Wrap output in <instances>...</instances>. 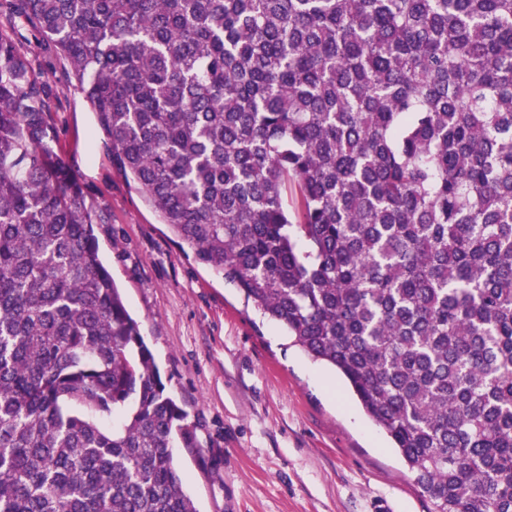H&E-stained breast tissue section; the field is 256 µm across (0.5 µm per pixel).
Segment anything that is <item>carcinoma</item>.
Segmentation results:
<instances>
[{"label": "carcinoma", "instance_id": "obj_1", "mask_svg": "<svg viewBox=\"0 0 512 512\" xmlns=\"http://www.w3.org/2000/svg\"><path fill=\"white\" fill-rule=\"evenodd\" d=\"M181 244L335 366L433 512H512V0H14ZM0 33V512H197L185 412ZM293 202H288V193Z\"/></svg>", "mask_w": 512, "mask_h": 512}]
</instances>
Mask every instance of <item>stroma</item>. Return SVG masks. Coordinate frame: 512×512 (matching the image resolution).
Listing matches in <instances>:
<instances>
[{
  "mask_svg": "<svg viewBox=\"0 0 512 512\" xmlns=\"http://www.w3.org/2000/svg\"><path fill=\"white\" fill-rule=\"evenodd\" d=\"M21 52L52 90L56 152L99 217L100 254L195 445L174 450L198 512H431L342 376L194 253L113 167L67 63Z\"/></svg>",
  "mask_w": 512,
  "mask_h": 512,
  "instance_id": "stroma-1",
  "label": "stroma"
}]
</instances>
